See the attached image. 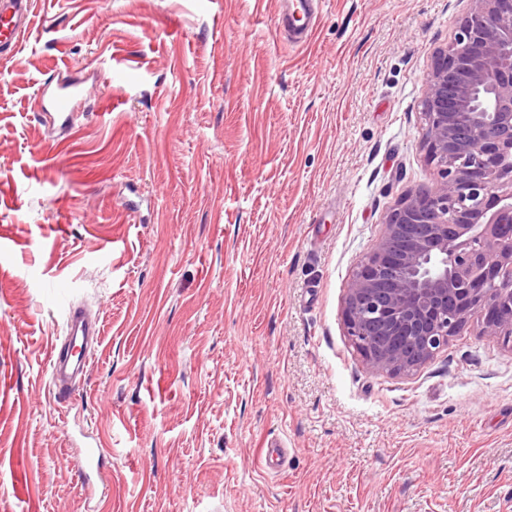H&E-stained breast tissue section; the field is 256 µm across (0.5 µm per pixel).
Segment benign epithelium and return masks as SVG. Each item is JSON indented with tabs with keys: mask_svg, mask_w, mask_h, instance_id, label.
I'll use <instances>...</instances> for the list:
<instances>
[{
	"mask_svg": "<svg viewBox=\"0 0 512 512\" xmlns=\"http://www.w3.org/2000/svg\"><path fill=\"white\" fill-rule=\"evenodd\" d=\"M469 2L424 82L441 181L390 209L346 289V335L375 371H416L474 318L512 339V0Z\"/></svg>",
	"mask_w": 512,
	"mask_h": 512,
	"instance_id": "obj_1",
	"label": "benign epithelium"
}]
</instances>
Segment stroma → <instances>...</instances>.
<instances>
[{"mask_svg": "<svg viewBox=\"0 0 512 512\" xmlns=\"http://www.w3.org/2000/svg\"><path fill=\"white\" fill-rule=\"evenodd\" d=\"M30 7L0 57V512H512V342L473 320L376 372L343 316L389 209L440 180L423 87L468 0H326L299 47L279 0ZM74 306L101 335L63 403ZM41 94L43 97H48V103L54 112L64 114L65 120L70 121L74 112V99L77 95L73 86L58 84L51 91L49 88H43Z\"/></svg>", "mask_w": 512, "mask_h": 512, "instance_id": "obj_1", "label": "stroma"}]
</instances>
